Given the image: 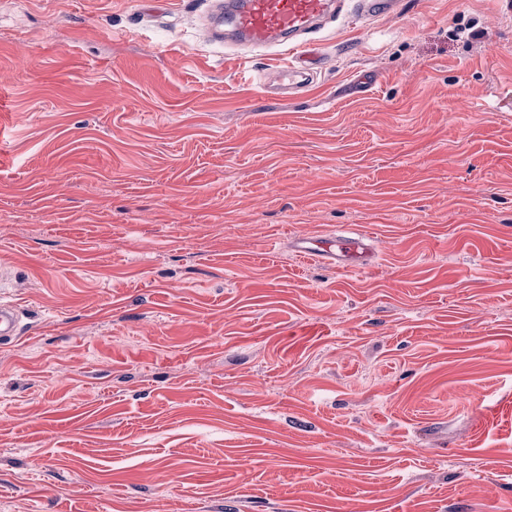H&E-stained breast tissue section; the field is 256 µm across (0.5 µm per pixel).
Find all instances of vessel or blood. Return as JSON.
I'll list each match as a JSON object with an SVG mask.
<instances>
[{"mask_svg":"<svg viewBox=\"0 0 512 512\" xmlns=\"http://www.w3.org/2000/svg\"><path fill=\"white\" fill-rule=\"evenodd\" d=\"M203 29L207 40L253 52L281 49V64L271 71L281 94L292 96L309 84L322 63L311 33L348 14L353 20L377 21L400 14L402 0H213ZM297 256H327L340 265L367 263L374 250L366 235L344 232L300 236L293 241ZM19 315L9 302L0 303V342L18 334Z\"/></svg>","mask_w":512,"mask_h":512,"instance_id":"vessel-or-blood-1","label":"vessel or blood"}]
</instances>
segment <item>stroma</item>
Returning a JSON list of instances; mask_svg holds the SVG:
<instances>
[{
  "instance_id": "1",
  "label": "stroma",
  "mask_w": 512,
  "mask_h": 512,
  "mask_svg": "<svg viewBox=\"0 0 512 512\" xmlns=\"http://www.w3.org/2000/svg\"><path fill=\"white\" fill-rule=\"evenodd\" d=\"M402 2L286 99L204 0H0V512H512V0ZM297 256H328L338 265L367 263L374 255L366 235L354 232L300 236L293 241ZM19 315L16 307L9 302L0 303V342L10 343L18 334ZM5 344V343H4Z\"/></svg>"
}]
</instances>
